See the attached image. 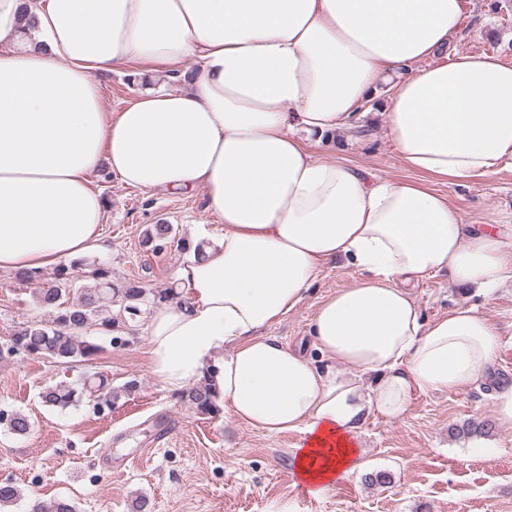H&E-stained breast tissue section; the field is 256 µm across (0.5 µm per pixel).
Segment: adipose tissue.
<instances>
[{"instance_id":"1","label":"adipose tissue","mask_w":512,"mask_h":512,"mask_svg":"<svg viewBox=\"0 0 512 512\" xmlns=\"http://www.w3.org/2000/svg\"><path fill=\"white\" fill-rule=\"evenodd\" d=\"M464 17V0H0V269L102 249L101 166L148 194L204 190L224 234L150 315L149 369L173 392L207 378L225 421L299 433L295 472L325 493L358 467L369 414L490 375L495 325L467 306L424 322L414 293L442 271L512 279L498 222L464 223L427 185L512 165V65L439 57ZM130 66L151 87L105 111L96 74ZM391 75L413 179L315 157ZM339 257L360 276L316 308L317 365L261 330Z\"/></svg>"}]
</instances>
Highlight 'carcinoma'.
I'll return each mask as SVG.
<instances>
[{"instance_id": "obj_1", "label": "carcinoma", "mask_w": 512, "mask_h": 512, "mask_svg": "<svg viewBox=\"0 0 512 512\" xmlns=\"http://www.w3.org/2000/svg\"><path fill=\"white\" fill-rule=\"evenodd\" d=\"M171 235L172 225L154 224L146 231L144 246L160 253ZM78 270L94 280L96 286L75 287ZM14 276L21 282H42V288L36 292V304L51 317V323L33 322L21 327L12 335L10 345L19 352L36 354L62 364L87 361L98 352L97 345L84 339L82 330L96 326L112 333V340L118 342L124 334L118 319L120 311H125L132 322L140 316L142 308L170 302L179 295L173 286L154 293L136 280L114 285L105 265H89L82 260L73 262L69 268H56L51 278L37 270H17ZM85 391L100 400L112 402V385L102 376L94 383L84 381L79 389L70 385L48 387L42 393V400L49 406L66 409ZM181 398L204 414L220 412L206 383L189 388L181 393ZM0 417L11 419L9 430L16 435H25L30 430L31 423L24 414L0 410ZM21 497V490L15 484H0V510L18 505ZM36 506L38 512H76V506L68 499H57L49 504L38 502Z\"/></svg>"}]
</instances>
